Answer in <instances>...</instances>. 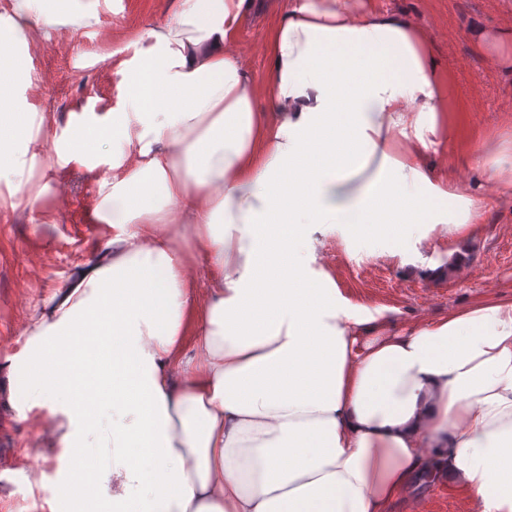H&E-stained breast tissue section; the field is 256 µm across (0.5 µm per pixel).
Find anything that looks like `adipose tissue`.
Wrapping results in <instances>:
<instances>
[{
    "label": "adipose tissue",
    "mask_w": 512,
    "mask_h": 512,
    "mask_svg": "<svg viewBox=\"0 0 512 512\" xmlns=\"http://www.w3.org/2000/svg\"><path fill=\"white\" fill-rule=\"evenodd\" d=\"M248 0H171L111 55L110 106L65 127L28 103L45 28L93 0H0V211L32 209L48 155L98 180L112 235L29 323L10 398L129 512H389L436 473L512 512V303L391 329L307 274L277 224H438L472 195L424 160L453 111L419 21L379 0H288L255 88L232 49ZM512 69V28L472 26Z\"/></svg>",
    "instance_id": "obj_1"
}]
</instances>
